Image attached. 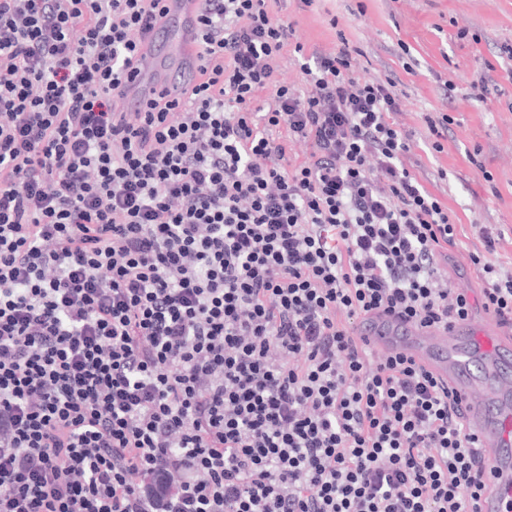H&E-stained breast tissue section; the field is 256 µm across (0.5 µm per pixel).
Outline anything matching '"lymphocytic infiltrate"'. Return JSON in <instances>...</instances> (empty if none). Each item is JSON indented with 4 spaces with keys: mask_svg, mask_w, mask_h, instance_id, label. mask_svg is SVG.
<instances>
[{
    "mask_svg": "<svg viewBox=\"0 0 512 512\" xmlns=\"http://www.w3.org/2000/svg\"><path fill=\"white\" fill-rule=\"evenodd\" d=\"M271 0H198L179 101L125 104L162 0H0V512H478L477 432L377 310L512 325L349 48L278 79ZM309 150L298 154V144Z\"/></svg>",
    "mask_w": 512,
    "mask_h": 512,
    "instance_id": "lymphocytic-infiltrate-1",
    "label": "lymphocytic infiltrate"
}]
</instances>
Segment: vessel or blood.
Returning a JSON list of instances; mask_svg holds the SVG:
<instances>
[{
  "mask_svg": "<svg viewBox=\"0 0 512 512\" xmlns=\"http://www.w3.org/2000/svg\"><path fill=\"white\" fill-rule=\"evenodd\" d=\"M165 7L162 23L177 26L183 43L166 61L157 49V29L146 32L139 68L127 81L131 96L139 99L158 93L179 99L184 82L201 65L194 47L195 0H165ZM358 334L377 351L411 358L448 386L480 439L490 489L479 500V512H512V335L490 316L435 330L387 312L362 322Z\"/></svg>",
  "mask_w": 512,
  "mask_h": 512,
  "instance_id": "vessel-or-blood-1",
  "label": "vessel or blood"
}]
</instances>
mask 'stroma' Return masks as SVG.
I'll return each instance as SVG.
<instances>
[{
    "instance_id": "obj_1",
    "label": "stroma",
    "mask_w": 512,
    "mask_h": 512,
    "mask_svg": "<svg viewBox=\"0 0 512 512\" xmlns=\"http://www.w3.org/2000/svg\"><path fill=\"white\" fill-rule=\"evenodd\" d=\"M281 15L306 51L358 50L357 75L394 78L399 122L414 141L416 174L448 206L462 233L448 252V278L460 289L481 285L468 254L483 243L476 225L502 233L494 260L512 266V0H284ZM488 82L485 101L471 84ZM454 123L444 150L432 152L424 114Z\"/></svg>"
}]
</instances>
